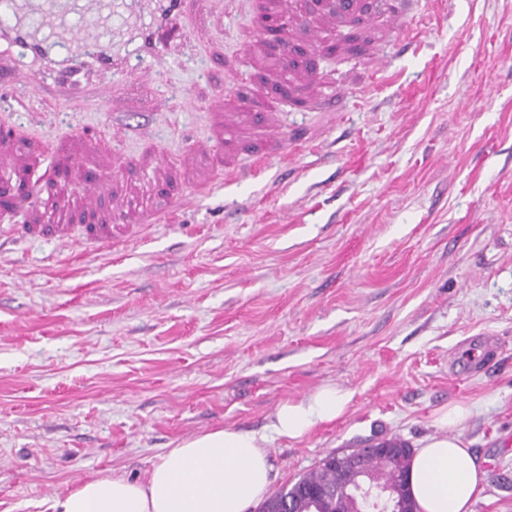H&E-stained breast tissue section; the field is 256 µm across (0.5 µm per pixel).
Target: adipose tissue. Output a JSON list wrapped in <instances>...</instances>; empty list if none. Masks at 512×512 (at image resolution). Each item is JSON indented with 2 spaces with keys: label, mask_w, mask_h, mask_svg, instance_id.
<instances>
[{
  "label": "adipose tissue",
  "mask_w": 512,
  "mask_h": 512,
  "mask_svg": "<svg viewBox=\"0 0 512 512\" xmlns=\"http://www.w3.org/2000/svg\"><path fill=\"white\" fill-rule=\"evenodd\" d=\"M347 392L320 388L281 404L272 423L280 438L299 439L318 425L343 416ZM469 406L451 403L434 419L436 436L413 457L410 489L419 512H471L482 490L483 473L455 430ZM266 437L231 428L196 434L169 449L143 477L117 470L80 481L50 503L51 512H245L270 486Z\"/></svg>",
  "instance_id": "adipose-tissue-1"
}]
</instances>
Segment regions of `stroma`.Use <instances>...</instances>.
<instances>
[{
    "label": "stroma",
    "instance_id": "35a3bbf8",
    "mask_svg": "<svg viewBox=\"0 0 512 512\" xmlns=\"http://www.w3.org/2000/svg\"><path fill=\"white\" fill-rule=\"evenodd\" d=\"M253 0H221L209 44L193 32L151 61L127 46L92 108L20 107L0 94V186L60 163L110 194L178 204L140 224L105 213L41 236L29 200L0 215V512L51 500L109 469L138 478L183 439L216 428L268 439L271 486L326 455L435 435V412L472 405L460 432L485 473L472 512H512V0H418L404 28L360 25L359 51L311 69L266 64ZM415 51L400 52L403 34ZM224 59L225 111L258 72L300 89L263 166L257 124L215 172L206 105ZM152 83L137 82L144 66ZM345 88L336 112L314 97ZM168 156L167 167L156 159ZM326 385L352 399L298 440L276 408Z\"/></svg>",
    "mask_w": 512,
    "mask_h": 512
}]
</instances>
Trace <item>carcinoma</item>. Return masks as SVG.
I'll use <instances>...</instances> for the list:
<instances>
[{
	"label": "carcinoma",
	"mask_w": 512,
	"mask_h": 512,
	"mask_svg": "<svg viewBox=\"0 0 512 512\" xmlns=\"http://www.w3.org/2000/svg\"><path fill=\"white\" fill-rule=\"evenodd\" d=\"M332 458V454L326 456L315 470L274 492L262 503L263 508L270 512L277 503L287 499L289 507L285 512H336L342 505L348 512H402L401 502L413 503L408 489L412 460L408 445L401 444L395 455L369 461L367 477L343 462L332 463ZM371 478L384 487L402 491V495L388 501L361 497L358 485Z\"/></svg>",
	"instance_id": "cac0c4a2"
}]
</instances>
